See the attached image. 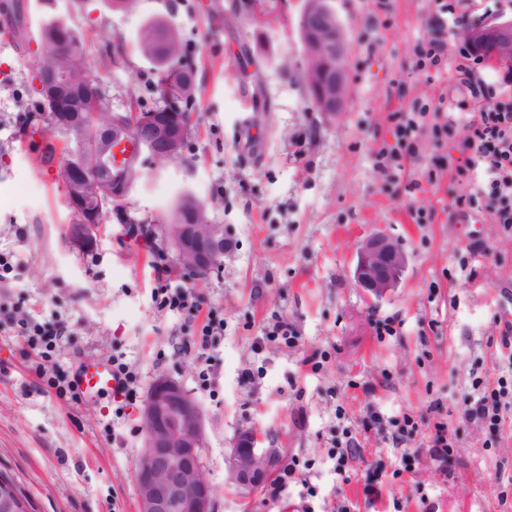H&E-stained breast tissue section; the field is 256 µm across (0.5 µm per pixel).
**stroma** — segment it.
Masks as SVG:
<instances>
[{
	"label": "stroma",
	"instance_id": "obj_1",
	"mask_svg": "<svg viewBox=\"0 0 512 512\" xmlns=\"http://www.w3.org/2000/svg\"><path fill=\"white\" fill-rule=\"evenodd\" d=\"M0 10V471L29 496L35 512H138L133 467L141 445L138 403L115 418L109 397L57 395L36 370L75 375L86 361L119 356L148 390L160 374L178 379L202 404L208 444L202 462L215 488L214 512H286L289 504L332 512H512V409L490 431L466 409L482 395L512 393V233L496 211L470 217L451 207L474 185L445 169L429 179L456 142L423 140L419 156L381 170L376 154L395 142L392 109L418 101L455 105L448 80L413 71L423 40L440 37L449 56L461 29L427 27L433 0H332L348 46L349 97L328 115L308 101L298 17L288 0L282 22L259 28L231 0H7ZM64 19L80 32L112 109L147 98L155 78L138 50L147 23L165 20L196 70L193 127L182 162L146 171L125 202L154 227L187 193L209 205L229 250L220 271L196 281L175 268L174 284L204 296L224 333L207 361L185 343L197 325L158 309L147 248L125 225L107 222L95 249L72 247V220L56 178L63 134L33 127L38 110L32 63L38 25ZM264 33L271 56L256 55ZM56 147L47 154L46 145ZM433 212L432 223L417 221ZM387 235L404 249L396 288L372 300L352 271L359 245ZM43 325L67 318L69 336L39 358L19 335V316ZM392 334L378 335L384 320ZM287 323L291 338L268 329ZM409 415L422 432L404 471L390 431L365 432L369 415ZM457 431L455 465L443 471L426 449L434 423ZM256 429L262 445L291 467L288 488L242 495L225 480L236 430ZM364 438V455L337 469L334 450ZM383 456L380 496L366 501V459Z\"/></svg>",
	"mask_w": 512,
	"mask_h": 512
}]
</instances>
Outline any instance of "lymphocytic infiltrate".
<instances>
[{
  "mask_svg": "<svg viewBox=\"0 0 512 512\" xmlns=\"http://www.w3.org/2000/svg\"><path fill=\"white\" fill-rule=\"evenodd\" d=\"M480 60L469 45H461L456 57H449L445 44L434 38L419 45L413 68L427 81L445 75L465 94L458 121L430 103L420 101L412 108L391 112L397 139L377 153L378 165L387 169L420 152V137L429 134L434 145L441 146L455 137L457 125H464L468 135L460 144L458 156L449 158L448 168L456 177L476 181L477 190L454 198L461 215H469L483 202L496 205L504 232H512V98L497 99L495 89L478 79L475 69ZM153 297L159 309L199 318L192 346L206 353L214 337L223 335L224 322L207 309L203 298L185 287L171 284L169 272L155 266Z\"/></svg>",
  "mask_w": 512,
  "mask_h": 512,
  "instance_id": "obj_1",
  "label": "lymphocytic infiltrate"
}]
</instances>
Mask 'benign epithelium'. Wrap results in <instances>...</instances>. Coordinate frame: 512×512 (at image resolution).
Listing matches in <instances>:
<instances>
[{"mask_svg": "<svg viewBox=\"0 0 512 512\" xmlns=\"http://www.w3.org/2000/svg\"><path fill=\"white\" fill-rule=\"evenodd\" d=\"M331 0H305L300 36L305 51L303 80L321 112L338 114L349 96L348 57L343 28ZM248 14L262 26L275 22L269 0H252ZM471 43L487 48L490 62L512 58V19L499 18L464 30ZM41 97L52 105L55 125L74 133L78 144L63 162V186L74 214L68 226L72 246L89 251L97 246L105 210L128 220L125 201L135 187L134 162L121 161L134 140L144 153L167 158L191 133L187 112H111L102 86L89 71H65L58 81L36 82ZM174 261L196 279H205L224 261L228 243L224 225L214 224L201 201L187 193L165 223L158 225ZM407 267V255L386 235L360 246L353 279L368 295L380 298L394 288ZM142 434L134 475L139 512H213L214 486L201 461L207 447L206 417L199 401L168 374L158 376L138 409ZM255 429H239L225 459L226 480L243 492L263 484L279 462L273 448H262ZM0 508L9 512L26 501L8 483L0 484Z\"/></svg>", "mask_w": 512, "mask_h": 512, "instance_id": "benign-epithelium-1", "label": "benign epithelium"}]
</instances>
